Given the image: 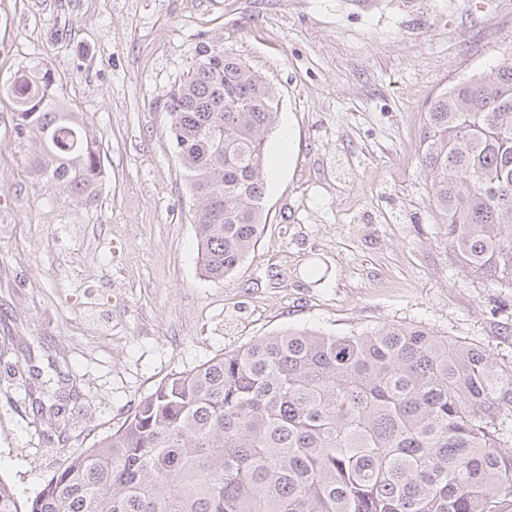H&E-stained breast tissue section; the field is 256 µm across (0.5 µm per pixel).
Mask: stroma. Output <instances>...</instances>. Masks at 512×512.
<instances>
[{"instance_id": "stroma-1", "label": "stroma", "mask_w": 512, "mask_h": 512, "mask_svg": "<svg viewBox=\"0 0 512 512\" xmlns=\"http://www.w3.org/2000/svg\"><path fill=\"white\" fill-rule=\"evenodd\" d=\"M223 40L293 130L262 238L216 284L158 94ZM512 41V0H0V87L33 62L101 144L85 204L37 185L0 95V477L33 498L174 372L287 327L421 324L512 363V288L441 242L425 105Z\"/></svg>"}]
</instances>
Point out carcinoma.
<instances>
[{"mask_svg": "<svg viewBox=\"0 0 512 512\" xmlns=\"http://www.w3.org/2000/svg\"><path fill=\"white\" fill-rule=\"evenodd\" d=\"M37 183L95 199L101 147L35 62L4 88ZM194 199L202 275L222 283L264 230L266 138L281 95L203 40L157 96ZM420 164L444 244L512 288V42L439 88ZM512 366L418 324L346 335L286 328L163 379L27 502L0 512H512Z\"/></svg>", "mask_w": 512, "mask_h": 512, "instance_id": "cac0c4a2", "label": "carcinoma"}]
</instances>
